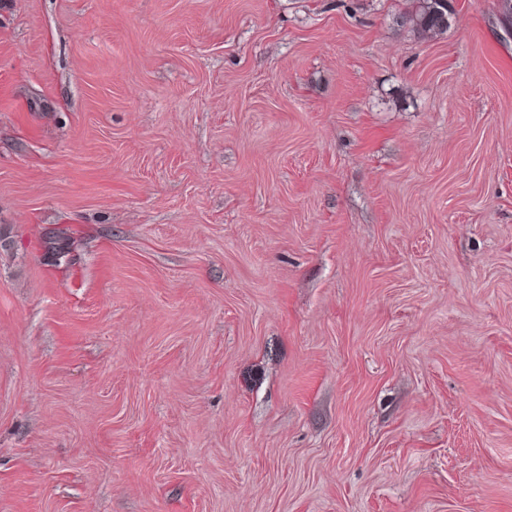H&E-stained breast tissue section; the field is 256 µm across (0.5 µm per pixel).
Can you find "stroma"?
<instances>
[{"label":"stroma","instance_id":"obj_1","mask_svg":"<svg viewBox=\"0 0 512 512\" xmlns=\"http://www.w3.org/2000/svg\"><path fill=\"white\" fill-rule=\"evenodd\" d=\"M495 3L0 0V512H512ZM408 6L399 12L394 23L421 37L443 34L455 14L453 0H408Z\"/></svg>","mask_w":512,"mask_h":512}]
</instances>
